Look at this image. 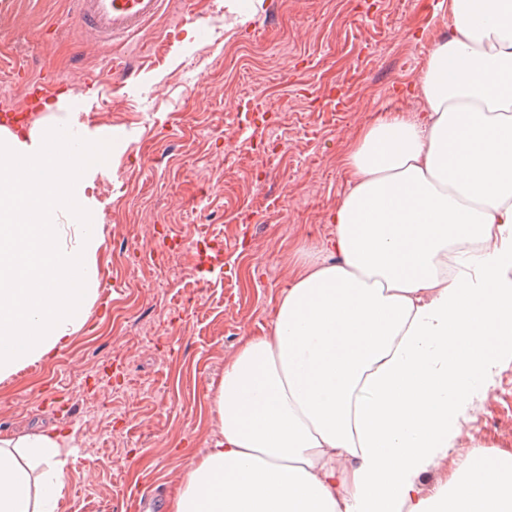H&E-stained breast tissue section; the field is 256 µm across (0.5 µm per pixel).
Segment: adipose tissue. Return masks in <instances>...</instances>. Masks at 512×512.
Listing matches in <instances>:
<instances>
[{"label": "adipose tissue", "instance_id": "ef3b65f1", "mask_svg": "<svg viewBox=\"0 0 512 512\" xmlns=\"http://www.w3.org/2000/svg\"><path fill=\"white\" fill-rule=\"evenodd\" d=\"M450 23L421 115L364 131L326 251H304L269 330L225 363L220 434L169 512H512V456L420 481L512 358V0H451ZM55 136L44 120L0 134L1 380L98 296L103 237L79 222L98 159L50 153ZM66 440L0 438V512H58Z\"/></svg>", "mask_w": 512, "mask_h": 512}]
</instances>
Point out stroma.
Here are the masks:
<instances>
[{"instance_id":"35a3bbf8","label":"stroma","mask_w":512,"mask_h":512,"mask_svg":"<svg viewBox=\"0 0 512 512\" xmlns=\"http://www.w3.org/2000/svg\"><path fill=\"white\" fill-rule=\"evenodd\" d=\"M7 2L0 106L26 100L16 69L48 72L71 94L52 121L112 134L88 193L115 290L53 356L0 382V437L66 431L60 512H114L135 486L170 497L219 435L210 394L225 362L268 330L299 249L332 238L346 156L416 98L450 32L448 0H174L115 46L79 28L74 0ZM116 62L138 92L108 78ZM263 112L270 121L256 123ZM259 141L275 146L269 161ZM205 227L224 269L202 279L193 252ZM476 450L512 454V359L423 483L448 480Z\"/></svg>"}]
</instances>
